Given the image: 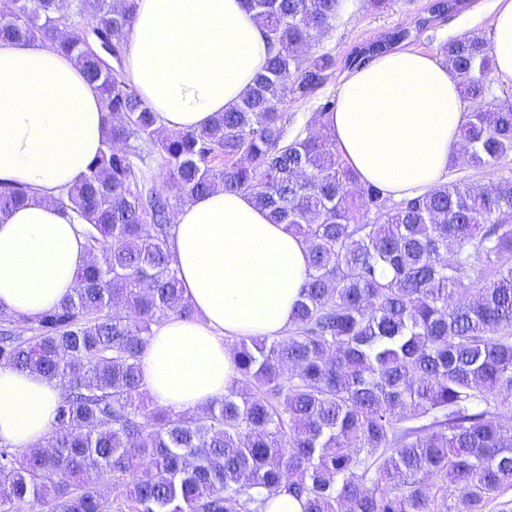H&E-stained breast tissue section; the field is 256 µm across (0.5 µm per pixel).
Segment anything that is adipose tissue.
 Listing matches in <instances>:
<instances>
[{
  "label": "adipose tissue",
  "mask_w": 512,
  "mask_h": 512,
  "mask_svg": "<svg viewBox=\"0 0 512 512\" xmlns=\"http://www.w3.org/2000/svg\"><path fill=\"white\" fill-rule=\"evenodd\" d=\"M125 75L170 131L199 130L234 106L269 48L245 0H134ZM492 53L512 80V0H497ZM465 104L456 74L412 50L350 71L325 128L360 182L394 199L443 182L455 164ZM113 120L81 68L46 38L0 40V182L31 198L0 217V311L38 316L72 294L91 257L60 193L78 183ZM171 251L194 314L154 326L139 366L160 407L220 398L239 378L228 341L273 338L292 320L309 245L271 223L247 193L215 189L176 212ZM59 387L0 367V440L17 449L54 429Z\"/></svg>",
  "instance_id": "adipose-tissue-1"
}]
</instances>
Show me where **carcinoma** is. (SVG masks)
Returning a JSON list of instances; mask_svg holds the SVG:
<instances>
[{
  "label": "carcinoma",
  "mask_w": 512,
  "mask_h": 512,
  "mask_svg": "<svg viewBox=\"0 0 512 512\" xmlns=\"http://www.w3.org/2000/svg\"><path fill=\"white\" fill-rule=\"evenodd\" d=\"M60 0H0V39L54 36ZM269 43L264 71L198 131L163 132L126 76L82 38L57 48L123 123L59 204L89 252L73 293L0 330V366L61 388L57 424L19 454L0 442V512H266L283 492L302 512H475L512 484V168L487 184L453 180L392 201L361 184L326 132L291 130L282 104L305 101L336 68L299 49L328 33L343 0H246ZM112 50L132 0H73ZM471 103L461 137L475 168L512 155V88L491 96V47L464 35L440 48ZM164 155L180 202L248 192L310 247L288 333L242 337L240 380L187 412L148 408L139 360L162 317L192 315L170 252L169 202L135 191L129 133ZM27 199L0 185V214ZM112 476L115 501L84 476ZM441 478L439 494L427 481ZM461 489V496L454 495Z\"/></svg>",
  "instance_id": "carcinoma-1"
}]
</instances>
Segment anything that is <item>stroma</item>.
Returning a JSON list of instances; mask_svg holds the SVG:
<instances>
[{
  "instance_id": "stroma-1",
  "label": "stroma",
  "mask_w": 512,
  "mask_h": 512,
  "mask_svg": "<svg viewBox=\"0 0 512 512\" xmlns=\"http://www.w3.org/2000/svg\"><path fill=\"white\" fill-rule=\"evenodd\" d=\"M363 3L344 0L335 27L311 48L312 53L328 52L336 58V69L317 98L295 101L287 107L296 124L308 126L312 132L322 130L315 115L320 99L337 96L351 70L350 58L368 46L383 42L394 50L410 49L436 57L441 46L453 38L465 34H476L487 41L492 38L494 0H391L379 11L364 8ZM120 148L132 156L140 189L157 187L170 202H177L179 189L153 144L133 134L121 142Z\"/></svg>"
}]
</instances>
